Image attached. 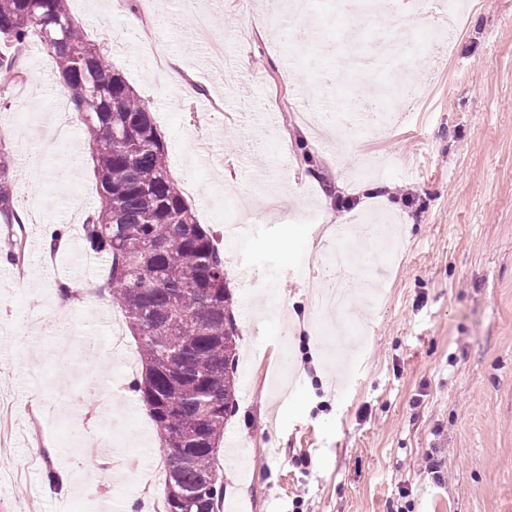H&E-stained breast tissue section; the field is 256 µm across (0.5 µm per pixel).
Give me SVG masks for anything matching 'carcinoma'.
<instances>
[{"mask_svg":"<svg viewBox=\"0 0 512 512\" xmlns=\"http://www.w3.org/2000/svg\"><path fill=\"white\" fill-rule=\"evenodd\" d=\"M89 137L101 206L84 224L109 266L105 287L137 336V389L164 442V512H218L214 456L233 411L237 326L224 258L171 176L148 103L112 70L75 22L68 0H0V83L21 78L18 47L33 29ZM14 168L0 150V220H18Z\"/></svg>","mask_w":512,"mask_h":512,"instance_id":"carcinoma-1","label":"carcinoma"}]
</instances>
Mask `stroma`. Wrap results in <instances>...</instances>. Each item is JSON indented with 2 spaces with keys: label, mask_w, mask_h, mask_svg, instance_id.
<instances>
[{
  "label": "stroma",
  "mask_w": 512,
  "mask_h": 512,
  "mask_svg": "<svg viewBox=\"0 0 512 512\" xmlns=\"http://www.w3.org/2000/svg\"><path fill=\"white\" fill-rule=\"evenodd\" d=\"M157 0L150 39L131 22L141 0H69L113 69L152 107L170 171L224 256L238 327L236 407L216 465L223 512H512V0H466L452 44L447 18L423 0L418 19L386 25L368 11L342 15L338 0ZM211 19L196 33L197 12ZM271 19L259 36L256 17ZM416 27L426 64L388 54ZM191 70L184 95L154 65L157 54ZM23 79L0 92V147L16 171L24 224L0 231V267L26 242L23 280L0 282V398L13 412L7 454L41 451L23 478L0 466V512H143L133 474L160 450L159 435L109 343L93 301L60 317V281L80 277L83 224L99 206L86 130L64 147L31 137L64 94L42 46L27 48ZM406 81L430 95L413 112H385L379 127L345 124L355 95H392ZM352 156L336 163L340 134ZM407 185L412 206L374 198L337 213V193ZM385 216L393 240H366L356 217ZM345 230L373 278L371 299L315 310L305 258L333 250ZM116 406L102 427L99 373ZM90 398L80 425L63 395ZM110 444V476L83 490L92 440ZM407 495H400V486Z\"/></svg>",
  "instance_id": "35a3bbf8"
}]
</instances>
